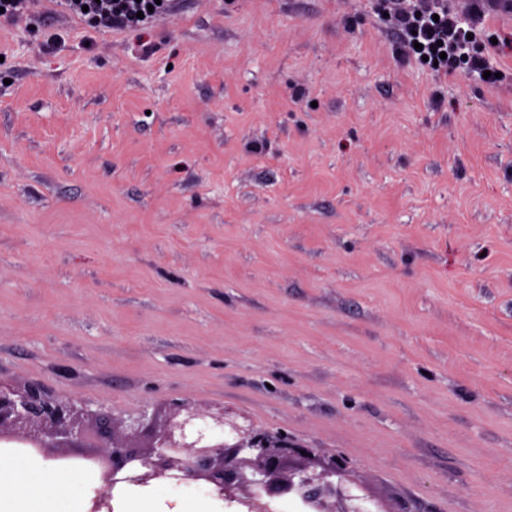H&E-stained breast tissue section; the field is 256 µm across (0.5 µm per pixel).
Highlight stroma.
<instances>
[{
    "instance_id": "1",
    "label": "stroma",
    "mask_w": 512,
    "mask_h": 512,
    "mask_svg": "<svg viewBox=\"0 0 512 512\" xmlns=\"http://www.w3.org/2000/svg\"><path fill=\"white\" fill-rule=\"evenodd\" d=\"M420 4L0 19V381L226 411L365 512H512V11L489 86L406 54Z\"/></svg>"
}]
</instances>
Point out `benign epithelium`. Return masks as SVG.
Returning a JSON list of instances; mask_svg holds the SVG:
<instances>
[{
	"label": "benign epithelium",
	"instance_id": "benign-epithelium-1",
	"mask_svg": "<svg viewBox=\"0 0 512 512\" xmlns=\"http://www.w3.org/2000/svg\"><path fill=\"white\" fill-rule=\"evenodd\" d=\"M2 442L62 461L72 455L49 450L96 449L78 455L93 463L101 480L93 512H112L116 488L178 479L204 481L220 498L247 504L252 512H270V503L284 496L299 497L308 512H362L356 501L363 496L345 487L344 463L325 464L313 449L280 432L246 428L224 411L185 401L127 425L37 382L0 384Z\"/></svg>",
	"mask_w": 512,
	"mask_h": 512
}]
</instances>
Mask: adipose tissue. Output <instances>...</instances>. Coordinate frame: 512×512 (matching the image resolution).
<instances>
[{"instance_id": "1", "label": "adipose tissue", "mask_w": 512, "mask_h": 512, "mask_svg": "<svg viewBox=\"0 0 512 512\" xmlns=\"http://www.w3.org/2000/svg\"><path fill=\"white\" fill-rule=\"evenodd\" d=\"M96 490L90 473L50 458L0 448V512H92ZM210 486L184 482L142 493L129 491L114 512H210Z\"/></svg>"}]
</instances>
